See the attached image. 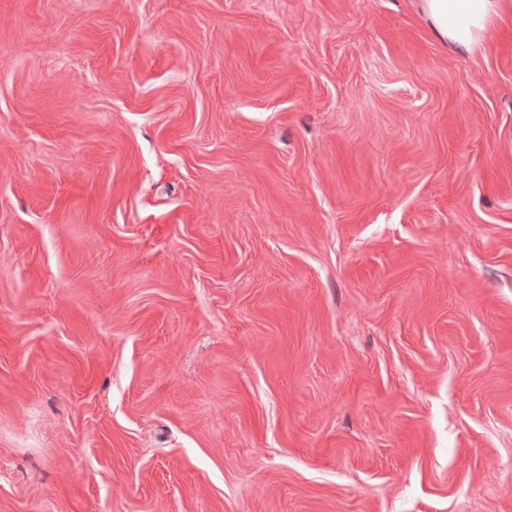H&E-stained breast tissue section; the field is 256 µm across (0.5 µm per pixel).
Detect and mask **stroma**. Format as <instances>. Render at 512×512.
<instances>
[{
    "label": "stroma",
    "instance_id": "obj_1",
    "mask_svg": "<svg viewBox=\"0 0 512 512\" xmlns=\"http://www.w3.org/2000/svg\"><path fill=\"white\" fill-rule=\"evenodd\" d=\"M0 512H512V0H0ZM424 4L436 33L459 50L471 52L498 16L501 0H424Z\"/></svg>",
    "mask_w": 512,
    "mask_h": 512
}]
</instances>
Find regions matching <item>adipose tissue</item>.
Returning <instances> with one entry per match:
<instances>
[{
  "label": "adipose tissue",
  "mask_w": 512,
  "mask_h": 512,
  "mask_svg": "<svg viewBox=\"0 0 512 512\" xmlns=\"http://www.w3.org/2000/svg\"><path fill=\"white\" fill-rule=\"evenodd\" d=\"M436 33L464 52L472 51L498 16L501 0H424Z\"/></svg>",
  "instance_id": "ef3b65f1"
}]
</instances>
